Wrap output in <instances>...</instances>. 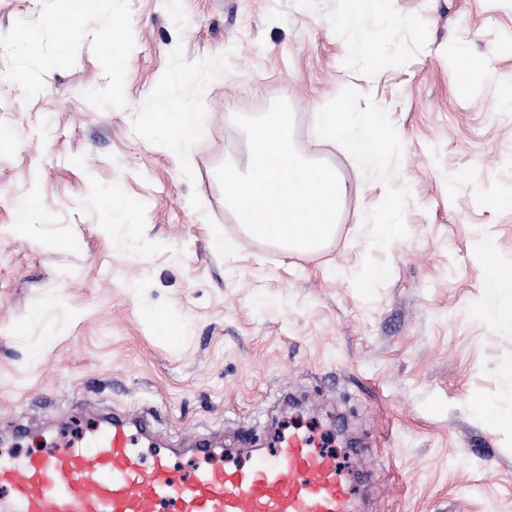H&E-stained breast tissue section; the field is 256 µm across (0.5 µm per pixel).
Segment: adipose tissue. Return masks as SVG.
<instances>
[{
    "instance_id": "obj_1",
    "label": "adipose tissue",
    "mask_w": 512,
    "mask_h": 512,
    "mask_svg": "<svg viewBox=\"0 0 512 512\" xmlns=\"http://www.w3.org/2000/svg\"><path fill=\"white\" fill-rule=\"evenodd\" d=\"M196 79L191 70L175 73L170 82L171 92L164 95L162 107L147 105L141 112L143 121L152 125L176 152L186 151L199 133L195 115L181 96L182 91L195 85ZM324 112L328 117L324 130L347 155L370 169L382 168L388 149L397 140L387 123L377 115L354 113L337 104L326 106ZM481 249L489 264V274L484 302L475 314L512 333V265L500 261L489 242H482Z\"/></svg>"
}]
</instances>
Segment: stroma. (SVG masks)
Returning a JSON list of instances; mask_svg holds the SVG:
<instances>
[{
	"label": "stroma",
	"instance_id": "obj_1",
	"mask_svg": "<svg viewBox=\"0 0 512 512\" xmlns=\"http://www.w3.org/2000/svg\"><path fill=\"white\" fill-rule=\"evenodd\" d=\"M63 7L0 0V444L22 426L34 451L123 411L186 465L194 440L262 448L298 411L296 431L337 437L358 512H512V433L472 404L512 411V334L471 314L488 274L478 236L512 262V209L485 202L512 193V0H392L393 21L353 29L336 0H112L66 43L46 23ZM112 21L124 82L107 110ZM26 27L31 51L16 43ZM362 36L394 64L355 53ZM462 56L473 69L453 77ZM185 67L202 127L186 156L138 118ZM343 91L397 130L386 171L318 135ZM278 98L298 151L345 187L314 254L245 235L215 174L248 158L233 115ZM397 189L402 234L382 247L373 226ZM33 194L51 221L15 223ZM108 197L132 205L136 239L105 225ZM222 236L235 254L214 251ZM371 267L387 275L361 287ZM159 314L185 331L160 336Z\"/></svg>",
	"mask_w": 512,
	"mask_h": 512
}]
</instances>
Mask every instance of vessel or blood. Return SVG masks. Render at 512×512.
Segmentation results:
<instances>
[{
    "label": "vessel or blood",
    "mask_w": 512,
    "mask_h": 512,
    "mask_svg": "<svg viewBox=\"0 0 512 512\" xmlns=\"http://www.w3.org/2000/svg\"><path fill=\"white\" fill-rule=\"evenodd\" d=\"M131 427L115 414L76 444L0 450V512H353L343 466L309 436L230 466L205 445L186 472L168 451L144 455Z\"/></svg>",
    "instance_id": "b4317fda"
}]
</instances>
